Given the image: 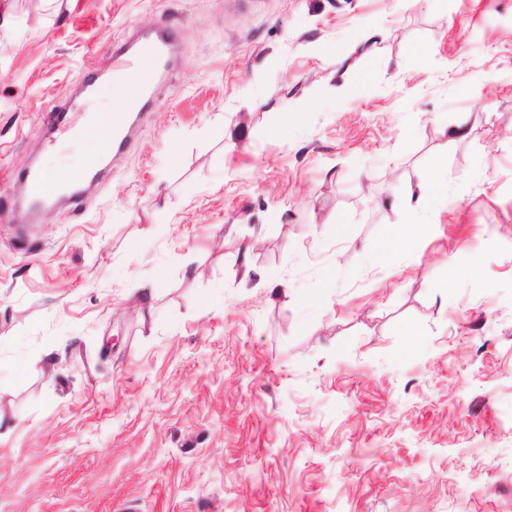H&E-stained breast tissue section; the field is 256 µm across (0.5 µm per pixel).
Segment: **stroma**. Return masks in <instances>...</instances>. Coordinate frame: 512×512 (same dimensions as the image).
I'll return each mask as SVG.
<instances>
[{"instance_id":"35a3bbf8","label":"stroma","mask_w":512,"mask_h":512,"mask_svg":"<svg viewBox=\"0 0 512 512\" xmlns=\"http://www.w3.org/2000/svg\"><path fill=\"white\" fill-rule=\"evenodd\" d=\"M4 3L0 176L112 45L180 54L80 206L0 214V512H512V0ZM448 194V171L441 161H436L426 178L421 181L413 194V208L432 211L441 204Z\"/></svg>"}]
</instances>
